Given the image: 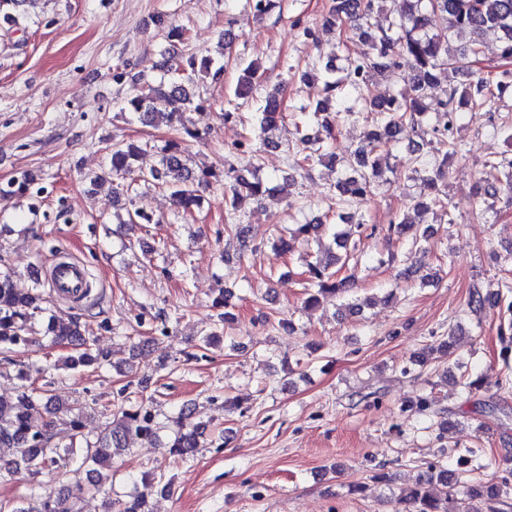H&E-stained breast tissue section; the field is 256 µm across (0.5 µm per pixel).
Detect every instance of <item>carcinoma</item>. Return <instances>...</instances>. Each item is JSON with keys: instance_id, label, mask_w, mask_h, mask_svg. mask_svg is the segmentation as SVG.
<instances>
[{"instance_id": "1", "label": "carcinoma", "mask_w": 512, "mask_h": 512, "mask_svg": "<svg viewBox=\"0 0 512 512\" xmlns=\"http://www.w3.org/2000/svg\"><path fill=\"white\" fill-rule=\"evenodd\" d=\"M379 0H332L323 19V27L343 35L349 28L356 32L366 49L347 58L346 65L336 66L329 59L317 68L322 84V96L310 104L314 115L327 114L341 107L345 92L358 93L355 102L367 113L371 130L367 143L345 158L327 150L324 140L296 126L297 141L302 145L295 167L301 170L316 162L341 165L340 176L331 189L336 200V219L329 224H298L293 238L307 240L327 235L330 243L324 246L326 258L308 263L311 288L304 304L310 308L319 303L320 297L336 294L348 286V278L338 277L339 272L354 259L356 238L365 231L364 223L356 218L354 207L361 204L388 183L386 172L391 170L392 148L405 139L419 138L440 160L423 168H415L422 183L417 206L435 208L439 220L454 223L448 203L440 197L439 183L445 178L448 159L464 157L461 144L455 138V129L463 108H479L491 98L512 94V0H403L404 6L396 15L386 17L385 23H371ZM448 14L450 28L474 35L471 43L458 53H448V35L430 31V16ZM488 33L498 35L497 57L504 69L490 79L475 69L482 54V37ZM213 61L190 56L177 61L163 56L160 67L177 74L185 69L213 74L217 78L224 67L212 69ZM404 69L412 94L395 95L376 100L361 94L368 82L384 76L391 70ZM448 79V93L436 101L429 99L427 90L436 83L439 73ZM258 80L254 64L247 65L234 89V96L243 101L253 97ZM167 102L168 111L157 112L155 98ZM196 92L193 81L186 83L165 80L156 86L137 90L126 99L120 111L133 116L144 126L165 125L169 128L181 121L184 112L194 103ZM444 114L441 127L426 129L428 113ZM259 124L272 130L285 118L283 101L279 92L267 94L259 106ZM140 148L133 143L116 144L106 154L107 172L117 179L157 182L166 185L174 203L186 212L201 206V198L194 190L198 179L190 175L184 159V150L176 141L163 148L159 166L145 172L138 161ZM484 202L492 208L501 191H512V150L505 151L488 161L479 178ZM261 197L272 191L269 184L253 173L232 171L230 181L224 186V206L229 218H234L241 192ZM48 299L40 284H35L23 294L13 286L9 268L0 269V352L10 351L37 341V335L53 344L70 347L74 355L65 367L77 371L82 367L108 364V354L100 349L96 340L82 334L79 325H61L47 316ZM20 385L16 400L0 396V447L10 448L13 458H0V482L23 477L31 488H39L42 476L56 474L61 477L84 471L98 479L112 476V459L129 450L133 438L161 444L172 456L192 454L200 445L206 426L193 425L181 428L174 437L161 442L162 426L151 406L136 404L121 409V416L105 424L95 437L84 433L85 422L96 408L85 403L69 405L44 396L32 387L31 375L18 373ZM62 423L69 431V441H54V428ZM506 476L501 483H471L460 474L448 472L444 466H430L416 483L403 488L395 498L396 512H482L473 500L498 502L508 495L512 485V460L504 459ZM9 512H81L80 497H44L40 507H26L19 502ZM103 512H145L137 499L126 502L107 501Z\"/></svg>"}]
</instances>
